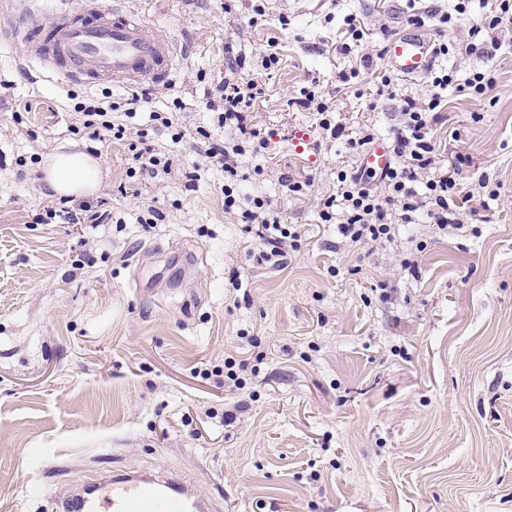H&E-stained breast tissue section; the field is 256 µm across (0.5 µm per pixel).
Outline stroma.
Wrapping results in <instances>:
<instances>
[{"mask_svg": "<svg viewBox=\"0 0 512 512\" xmlns=\"http://www.w3.org/2000/svg\"><path fill=\"white\" fill-rule=\"evenodd\" d=\"M252 5L130 0L171 35L180 61L171 85L145 84L148 101L129 125L172 111L183 134L149 135L171 172L131 187L125 143L90 140L70 98L118 99L127 85L48 77L18 43L0 41V512H56L74 485L143 469L178 472L217 497L219 512H512V46L446 59L462 73L497 71L495 105L449 90L434 131L442 165L469 157L456 177L464 232L399 224L369 254L321 223L317 202L335 192L339 169L356 167L351 139L367 128L390 137L401 96L427 90L425 77L399 76L394 95L378 92L385 36L407 32V4L267 0L256 25ZM349 15L367 35L345 56L336 46ZM272 39L280 62L267 70ZM228 43L262 89L250 118L265 147L239 157L238 193L268 197L273 217L301 234L280 266L262 260L240 215L225 213L224 170L198 134L234 135L212 110ZM364 56L373 66L362 89L343 85L340 72ZM313 81L343 138L291 105ZM298 124L314 134L316 166L290 150ZM86 149L100 185L71 204L104 205L111 222L36 223L58 201L44 159ZM483 173L504 184L487 205ZM284 174L313 186L288 195ZM150 206L163 223H140ZM413 257L417 271L402 269ZM258 354L246 390L225 391L217 366Z\"/></svg>", "mask_w": 512, "mask_h": 512, "instance_id": "stroma-1", "label": "stroma"}]
</instances>
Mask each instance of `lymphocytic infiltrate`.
Masks as SVG:
<instances>
[{
  "label": "lymphocytic infiltrate",
  "mask_w": 512,
  "mask_h": 512,
  "mask_svg": "<svg viewBox=\"0 0 512 512\" xmlns=\"http://www.w3.org/2000/svg\"><path fill=\"white\" fill-rule=\"evenodd\" d=\"M471 3L472 0H456L448 12H414L407 22L421 26L431 21L442 33L466 27V53L491 56L501 48L502 35L512 32V0H482L483 11L476 19L471 16ZM224 59V80L217 87L223 110L217 115V124L233 128L240 140L229 144L204 134L205 154L219 159L224 167L225 212L241 210L243 219L255 225L256 235L266 247L265 259L279 265L288 251L298 249L300 234L295 225L269 219L271 202L265 197H253L249 208L240 206L236 190L238 158L247 149L263 147L265 140L249 120L248 109L259 89L240 75L245 56L228 45ZM427 79L431 87L427 98L407 96L402 100L401 123L388 142L392 164L381 174L379 186L367 185L357 171L342 170L337 174L338 193L320 201L321 222L337 225L350 243L374 247L384 244L392 240L396 224H413L422 216L442 232L461 228L457 182L437 163L433 127L442 119L443 92L448 86H456L469 98L482 101L497 84L496 72L487 67L461 78L456 70L433 68ZM145 101V95L134 91L115 101L88 100L74 105L90 139H99L105 133L113 140L126 142V176L130 179H155L168 174L172 166L169 158L145 146L146 131H139L137 139L128 137L126 122L136 117Z\"/></svg>",
  "instance_id": "obj_1"
}]
</instances>
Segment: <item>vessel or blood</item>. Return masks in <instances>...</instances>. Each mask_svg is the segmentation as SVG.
<instances>
[{"instance_id": "vessel-or-blood-1", "label": "vessel or blood", "mask_w": 512, "mask_h": 512, "mask_svg": "<svg viewBox=\"0 0 512 512\" xmlns=\"http://www.w3.org/2000/svg\"><path fill=\"white\" fill-rule=\"evenodd\" d=\"M40 0H12L10 11H0V38L24 48L27 61L50 73L92 85L104 79L136 85L145 81L169 83L176 50L162 31L147 27L137 13L111 0H80L79 7L57 12L44 20ZM386 64L407 78L423 76L433 57L429 43L414 32L390 37L383 47ZM291 151L317 164L319 156L311 130L294 126ZM390 163L385 143H376L358 159L367 174H380ZM213 498L188 487L176 474L143 471L133 475L101 477L92 487L70 492L63 512H215Z\"/></svg>"}]
</instances>
